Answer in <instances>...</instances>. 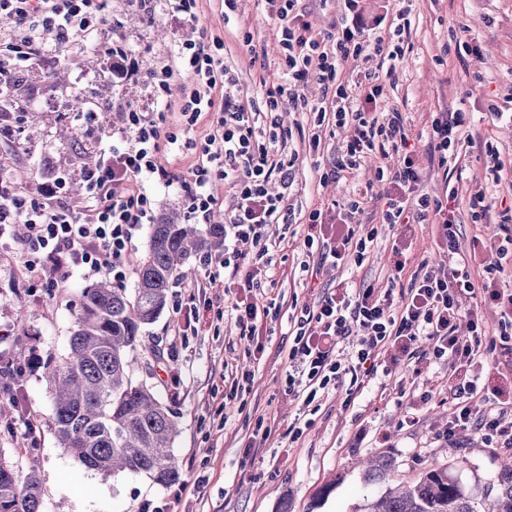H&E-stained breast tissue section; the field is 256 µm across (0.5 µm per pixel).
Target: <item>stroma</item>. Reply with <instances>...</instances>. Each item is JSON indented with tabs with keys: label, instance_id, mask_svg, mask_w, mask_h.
I'll list each match as a JSON object with an SVG mask.
<instances>
[{
	"label": "stroma",
	"instance_id": "stroma-1",
	"mask_svg": "<svg viewBox=\"0 0 512 512\" xmlns=\"http://www.w3.org/2000/svg\"><path fill=\"white\" fill-rule=\"evenodd\" d=\"M384 11L395 15L409 9L410 33L404 57L388 81L382 105L404 112L415 141L414 161L424 188L441 192L445 174L430 156L426 138L433 115L443 111L466 114L464 131L492 141L503 165L499 180H486L490 199L512 195V120H495L493 108L508 110L512 96V0H383ZM140 0H112L117 36L130 46L133 71L111 74L109 46L69 50L47 57L29 74L30 111L16 121L14 138L0 141V162L24 174L22 193L37 195L41 184L65 177L70 204H79L82 168L93 161L110 140L90 136L72 141L63 137L78 120L69 103L57 93L95 91L112 101L103 119L120 126L128 108L157 109L154 70L168 58L174 40L197 37L208 30L224 41V61L239 76V93L261 103L262 83L280 81L278 24L265 15L262 0H237L234 12L222 0H203L197 22L182 23L155 6L153 22H143ZM251 43H243L242 32ZM482 76L474 86V76ZM307 124L301 112L283 110L282 128L294 133L290 149L297 155L293 168L294 199L302 210L326 208L352 189L371 187L382 163L396 157L367 159L349 181H324L346 134L324 136L319 157L310 160L299 131ZM307 227L279 225L270 231L269 253L276 265L274 280H262L259 303L273 300L281 310L264 338L263 352L246 355L247 341L234 320L221 319L199 335H176L178 308L204 299L230 310L238 288L224 277L204 275L193 262L186 288L170 292L159 318L147 326L137 351L139 374H150L160 399L175 412L180 424L172 451L178 458L179 484L162 487L145 476L120 472L104 475L82 467L62 448L53 429L48 364L65 355L73 315L82 289L92 284L80 269H65L55 288L33 287L24 272L26 257L16 234L0 239V361L25 354L23 377L14 380L0 368V400L18 395L17 410L0 413V459L21 473L36 472L42 487L41 512H275L282 496L291 499V512H354L367 497L387 486L410 484L430 464L448 466L461 483L484 494L495 483L498 461L511 451L484 442L479 434L448 433V417L455 405V378L446 365L423 361L414 374L412 361L401 354L386 356V372L377 374L357 395L337 390L313 406L309 429L292 440L288 427L299 404L284 392L292 302L312 304L340 285L407 288L420 262L433 267L448 264V254L434 224H397L385 227L362 265L323 263L317 276L306 267L313 258L303 246ZM402 243L406 262L396 272L394 243ZM253 374L250 392L232 394L233 372ZM501 402H512V353L503 348L483 353L474 368ZM35 421L37 444L20 436L25 420ZM271 422L269 437L252 439L258 420ZM255 443L256 458L245 453ZM386 455L395 468L386 483L366 484L357 459ZM320 507H313L316 493Z\"/></svg>",
	"mask_w": 512,
	"mask_h": 512
}]
</instances>
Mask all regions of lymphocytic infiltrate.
Segmentation results:
<instances>
[{
	"mask_svg": "<svg viewBox=\"0 0 512 512\" xmlns=\"http://www.w3.org/2000/svg\"><path fill=\"white\" fill-rule=\"evenodd\" d=\"M266 13L279 24L283 84L266 91L265 115L269 136L256 126L257 114L238 94V76L224 62L221 38L199 35L175 43L167 64L154 70L155 88L167 101L162 110L127 114L122 128L112 129L98 113H84V125L93 134L115 139L81 173L85 203L64 202L63 178L45 182L38 196L21 194L18 176L0 167V236L12 224L27 228L23 244L34 259L28 270L35 285L54 288L64 268L121 279L125 258L142 225L154 223L156 212L146 184L180 185L185 220L209 223L218 202L217 186L231 181L234 201L224 225V259L221 268L239 277L240 294L231 316L246 332L256 350H263L264 324L270 305L254 295L258 277L269 271L267 236L271 227L288 223L293 212L287 193L292 184L288 157V131L279 127L278 114L289 107L311 116L307 151L317 155L327 130H349L336 156L331 177L355 176L372 154L400 156L396 168H383L379 178L387 185L381 222L385 224H440L442 243L448 250L445 269L420 264L400 299L391 289L371 285L340 288L324 293L313 306L296 308L292 318V344L288 350L285 388L303 407L339 388L357 394L378 372L383 355L391 350L408 352L420 339L430 344L435 361L447 363L458 380L455 404L448 419L449 433L471 430L501 448L512 447V413L479 414L468 396L481 393L479 378L471 374L475 360L496 341L512 340V292L495 283L504 270L508 251H462L457 238L459 188L446 185L430 193L421 186L409 150L407 124L401 112L383 111L380 70L394 71L404 55L410 22L398 13L391 23L382 17L366 20L364 0H345L346 20L336 30L318 31L296 11L297 0H264ZM0 14L15 21V30L0 39V99L13 95L16 72L65 51L76 37L96 42L112 37L111 0H0ZM387 25L388 33L375 38L369 25ZM360 64L361 79L349 84L340 78L348 61ZM184 80L177 101H169L171 81ZM315 78L324 87L320 103H310L296 93L297 84ZM213 112L217 119L186 174L176 175L177 136L172 127L181 118L197 122ZM460 112H439L427 128L431 155L439 167L450 168L459 155ZM281 192H271L272 182ZM367 202L363 191H350L338 208L314 209L305 216L306 248L318 249L322 259L336 261L354 256L363 263L378 237V226L356 220ZM481 269L483 282L474 285L468 270ZM481 291L485 303L500 315L499 336L490 338L478 318L470 320V336L455 332L458 298Z\"/></svg>",
	"mask_w": 512,
	"mask_h": 512,
	"instance_id": "f902f5d3",
	"label": "lymphocytic infiltrate"
}]
</instances>
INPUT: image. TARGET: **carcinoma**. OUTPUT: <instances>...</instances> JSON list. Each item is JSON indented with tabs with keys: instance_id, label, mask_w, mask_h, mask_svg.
I'll list each match as a JSON object with an SVG mask.
<instances>
[{
	"instance_id": "cac0c4a2",
	"label": "carcinoma",
	"mask_w": 512,
	"mask_h": 512,
	"mask_svg": "<svg viewBox=\"0 0 512 512\" xmlns=\"http://www.w3.org/2000/svg\"><path fill=\"white\" fill-rule=\"evenodd\" d=\"M224 248V224H183L176 211L160 212L146 251L131 256L133 294L107 279L83 288L74 313L67 354L48 368L56 433L79 464L102 474H144L156 484L180 480L172 453L179 433L171 408L154 385L136 375L141 332L168 303L173 282L189 272L192 258ZM394 468L388 456L369 462L365 479L382 483ZM35 475L20 476L0 459V512H39ZM361 512H512V464L483 496L469 492L445 465L424 469L411 485L389 487Z\"/></svg>"
}]
</instances>
